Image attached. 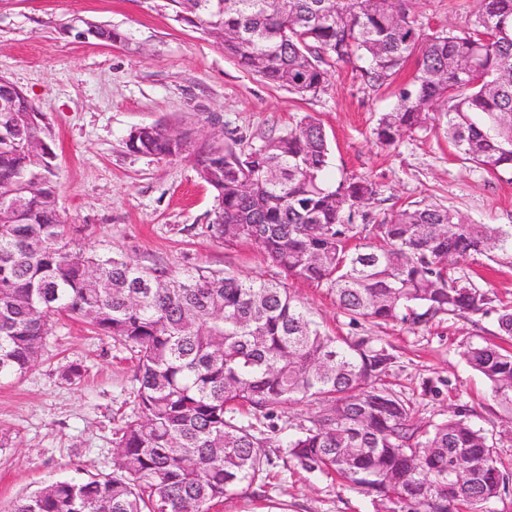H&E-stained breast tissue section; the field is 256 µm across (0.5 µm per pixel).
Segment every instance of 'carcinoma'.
<instances>
[{
    "mask_svg": "<svg viewBox=\"0 0 512 512\" xmlns=\"http://www.w3.org/2000/svg\"><path fill=\"white\" fill-rule=\"evenodd\" d=\"M246 71L303 97L328 68L365 60L373 87L420 52L378 142L441 128L462 158L512 177V0H476L465 29L424 32L406 0H171ZM0 379L41 356L57 316L86 321L133 352L138 418L115 432L113 471L51 483L8 512H210L238 491L268 485L270 438L241 415L272 422L292 402L325 404L277 447L308 473L337 476L374 495L382 512H483L506 489L486 434L454 414L424 425L379 385L394 356L374 336L322 330L287 280L324 288L355 326L415 329L444 315L479 314L489 293L444 264L498 252L512 230L462 224L435 204L399 208L371 224L366 177L333 185L330 149L313 117L259 146L238 138L195 156L214 192L209 230L256 246L283 280L175 273L87 249L61 220L52 128L0 76ZM135 152L174 158L187 135L164 125L132 130ZM466 357L512 412V354L472 344Z\"/></svg>",
    "mask_w": 512,
    "mask_h": 512,
    "instance_id": "1",
    "label": "carcinoma"
}]
</instances>
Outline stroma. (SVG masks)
<instances>
[{"label":"stroma","instance_id":"stroma-1","mask_svg":"<svg viewBox=\"0 0 512 512\" xmlns=\"http://www.w3.org/2000/svg\"><path fill=\"white\" fill-rule=\"evenodd\" d=\"M474 0H409L426 32L460 30ZM123 39H81L88 26ZM415 69L394 84L370 86L357 62L331 67L317 96L274 88L226 56L213 37L175 17L169 0H0V75L22 89L53 129L58 202L78 242L112 251L143 267L277 279L279 271L251 245L226 243L206 231L216 206L192 152L156 158L131 151L130 131L166 124L195 141L243 138L258 146L311 115L326 133L330 182L372 180L371 217L415 202L454 209L469 223L512 227V179L462 160L441 129L394 147L378 143L380 113L392 108ZM459 274L512 304V258L462 262ZM295 297L325 330H358L324 289L295 280ZM498 310L448 316L409 329L371 327L395 362L383 378L424 422L459 412L485 431L512 479V415L493 399L467 363L469 344L500 342ZM81 365L68 382L61 372ZM130 352L111 338L64 318L26 373L0 380V512L46 484L112 471L113 433L133 419L136 382ZM374 496L295 465H280L265 494L247 490L212 512H380Z\"/></svg>","mask_w":512,"mask_h":512}]
</instances>
